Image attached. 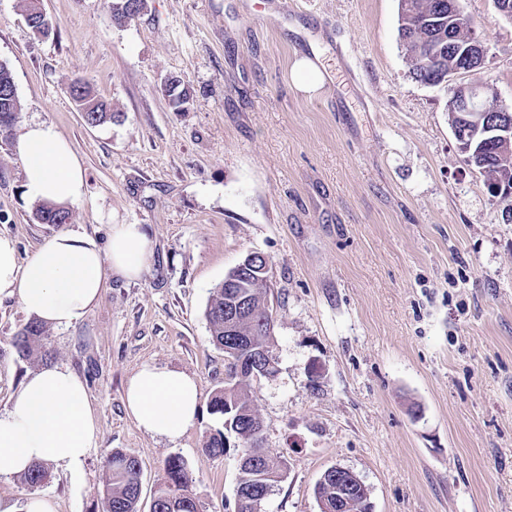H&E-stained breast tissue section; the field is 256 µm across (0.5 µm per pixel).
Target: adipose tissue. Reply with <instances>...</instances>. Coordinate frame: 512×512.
<instances>
[{
  "instance_id": "1",
  "label": "adipose tissue",
  "mask_w": 512,
  "mask_h": 512,
  "mask_svg": "<svg viewBox=\"0 0 512 512\" xmlns=\"http://www.w3.org/2000/svg\"><path fill=\"white\" fill-rule=\"evenodd\" d=\"M16 148L32 200L68 205L82 198V165L52 125L25 124ZM151 259V242L138 224L113 225L103 248L78 232L57 233L23 264L14 241L0 235V296L18 298L24 312L44 324L68 326L99 304L108 277L140 279ZM198 402L194 376L154 365L142 366L125 390L138 426L171 439L194 424ZM98 435L83 380L63 366L42 367L0 412V477L25 474L35 463L80 473Z\"/></svg>"
}]
</instances>
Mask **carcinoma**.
<instances>
[{
	"mask_svg": "<svg viewBox=\"0 0 512 512\" xmlns=\"http://www.w3.org/2000/svg\"><path fill=\"white\" fill-rule=\"evenodd\" d=\"M473 32L471 20L465 15L460 0H400L398 36L412 61L414 78L424 84L439 85L448 82V71L466 68L467 60L451 47L454 38L465 37ZM71 96L78 102L84 121L97 126L116 118L111 105L95 96L90 87L76 82L70 87ZM21 104L15 89L12 73L7 65L0 63V131L15 121ZM466 162L484 177L488 185L502 180L501 197L507 198L512 189V155L499 150L496 143L474 140ZM32 216L41 224H67L72 219L65 206L38 202ZM227 282L219 284L206 307V318L210 325L213 342L224 349L228 361L226 379L228 383L217 390L211 401L212 413L222 418L224 430L207 436L203 443L205 451L212 455L224 453V432H232L244 445L239 468L237 493L245 499H259L269 486L266 476L281 469L283 461L264 453L254 458L257 450L253 433L260 422L253 400L249 394L250 378L237 376L236 365L248 361L261 348L270 347L274 321L265 303L267 273L246 269H232ZM245 299L246 307L236 333L228 331L224 323V308L229 306L231 295ZM48 335L47 326L39 321L28 323L16 336L14 346L19 355L29 356L32 347ZM241 336H250L249 342L239 343ZM109 483L106 512H138L141 495V468L136 457L116 451L107 460ZM190 476L186 463L179 456L167 461L166 478L156 490L153 512H197L196 502L190 492ZM336 471H324L323 481L316 484L315 498L327 501L331 512H365L367 490L355 486L349 502L336 506Z\"/></svg>",
	"mask_w": 512,
	"mask_h": 512,
	"instance_id": "carcinoma-1",
	"label": "carcinoma"
}]
</instances>
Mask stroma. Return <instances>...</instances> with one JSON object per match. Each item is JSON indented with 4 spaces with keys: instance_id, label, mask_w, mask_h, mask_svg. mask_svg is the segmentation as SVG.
Instances as JSON below:
<instances>
[{
    "instance_id": "obj_1",
    "label": "stroma",
    "mask_w": 512,
    "mask_h": 512,
    "mask_svg": "<svg viewBox=\"0 0 512 512\" xmlns=\"http://www.w3.org/2000/svg\"><path fill=\"white\" fill-rule=\"evenodd\" d=\"M40 3L45 37L26 0H0V63L21 104L0 134V235L24 263L60 231L33 220L16 150L23 125L44 122L85 171L70 229L103 246L112 225H142L153 258L140 280L108 279L94 309L26 358L13 340L28 318L0 296V412L30 371L60 364L85 381L100 426L80 474L50 465L36 487L1 477L0 501L105 512L106 460L120 450L141 463V512L174 455L198 512H234L242 445L202 447L223 426L210 401L224 385L205 310L259 252L276 372L250 395L264 448L288 470L263 512H320L315 485L336 465L363 480L373 512H512V220L448 112L458 85L512 103V20L492 0H462L484 61L433 86L411 74L399 0H146L123 25L114 0ZM302 54L327 72L318 93L291 84ZM172 77L187 103L165 92ZM78 81L115 122L85 124ZM146 364L197 380L199 415L177 439L126 410Z\"/></svg>"
}]
</instances>
